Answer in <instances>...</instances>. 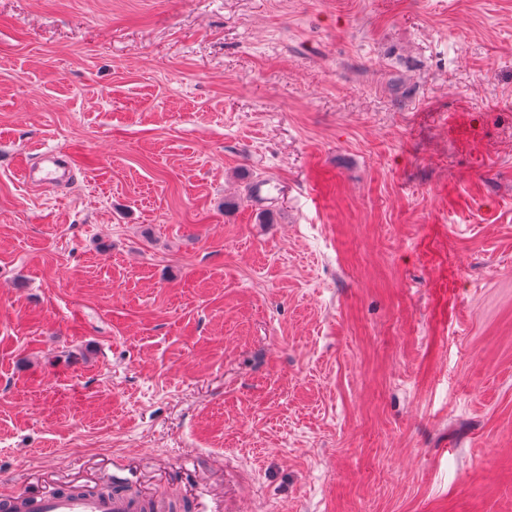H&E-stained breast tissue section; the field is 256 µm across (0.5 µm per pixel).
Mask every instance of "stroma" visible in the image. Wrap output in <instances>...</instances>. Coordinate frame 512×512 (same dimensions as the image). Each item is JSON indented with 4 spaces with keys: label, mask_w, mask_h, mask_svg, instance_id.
Masks as SVG:
<instances>
[{
    "label": "stroma",
    "mask_w": 512,
    "mask_h": 512,
    "mask_svg": "<svg viewBox=\"0 0 512 512\" xmlns=\"http://www.w3.org/2000/svg\"><path fill=\"white\" fill-rule=\"evenodd\" d=\"M115 473L512 512V0H0V495ZM76 170L73 156L65 150L47 149L40 154V162L23 174L26 183L34 187L57 188L66 175ZM39 174L36 177L35 174Z\"/></svg>",
    "instance_id": "1"
}]
</instances>
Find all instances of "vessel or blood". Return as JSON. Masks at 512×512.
Wrapping results in <instances>:
<instances>
[{
	"instance_id": "1",
	"label": "vessel or blood",
	"mask_w": 512,
	"mask_h": 512,
	"mask_svg": "<svg viewBox=\"0 0 512 512\" xmlns=\"http://www.w3.org/2000/svg\"><path fill=\"white\" fill-rule=\"evenodd\" d=\"M73 156L64 150L41 153L36 170L26 171L24 179L35 187L56 188L74 172ZM139 501L121 492L87 494L79 489H51L39 494L0 496V512H141Z\"/></svg>"
}]
</instances>
